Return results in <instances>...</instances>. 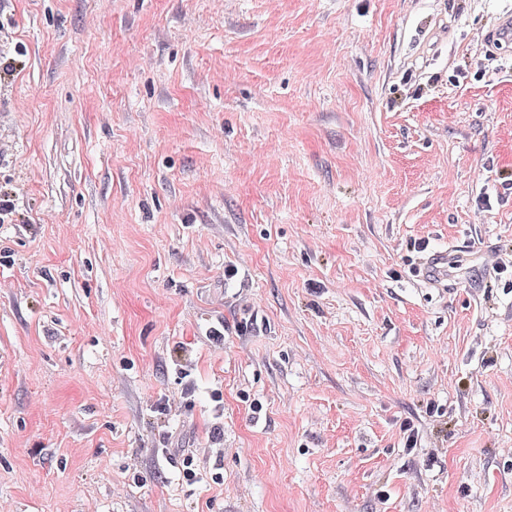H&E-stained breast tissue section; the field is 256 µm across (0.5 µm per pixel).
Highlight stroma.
I'll list each match as a JSON object with an SVG mask.
<instances>
[{"label":"stroma","instance_id":"35a3bbf8","mask_svg":"<svg viewBox=\"0 0 512 512\" xmlns=\"http://www.w3.org/2000/svg\"><path fill=\"white\" fill-rule=\"evenodd\" d=\"M506 11L0 0V512H512ZM423 277L433 284L448 281V256L436 252L427 255L422 261Z\"/></svg>","mask_w":512,"mask_h":512}]
</instances>
